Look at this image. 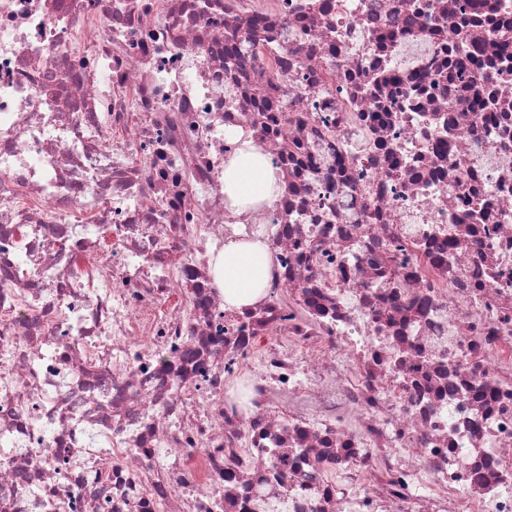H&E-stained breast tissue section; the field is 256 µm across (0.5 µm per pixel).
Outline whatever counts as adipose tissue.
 Returning <instances> with one entry per match:
<instances>
[{
  "instance_id": "ef3b65f1",
  "label": "adipose tissue",
  "mask_w": 512,
  "mask_h": 512,
  "mask_svg": "<svg viewBox=\"0 0 512 512\" xmlns=\"http://www.w3.org/2000/svg\"><path fill=\"white\" fill-rule=\"evenodd\" d=\"M224 192L232 205L270 204L280 187L275 170L258 151L242 150L224 168ZM272 254L262 242L226 244L214 264L215 281L224 290V308L237 311L256 302L269 278Z\"/></svg>"
}]
</instances>
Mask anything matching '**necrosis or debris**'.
<instances>
[{
	"label": "necrosis or debris",
	"mask_w": 512,
	"mask_h": 512,
	"mask_svg": "<svg viewBox=\"0 0 512 512\" xmlns=\"http://www.w3.org/2000/svg\"><path fill=\"white\" fill-rule=\"evenodd\" d=\"M0 512H512V0H0ZM275 170L255 149L240 150L224 167V193L233 206L272 204L280 187ZM272 254L262 242L224 245L214 264L215 281L224 288V309L238 311L256 302L269 278Z\"/></svg>",
	"instance_id": "necrosis-or-debris-1"
}]
</instances>
